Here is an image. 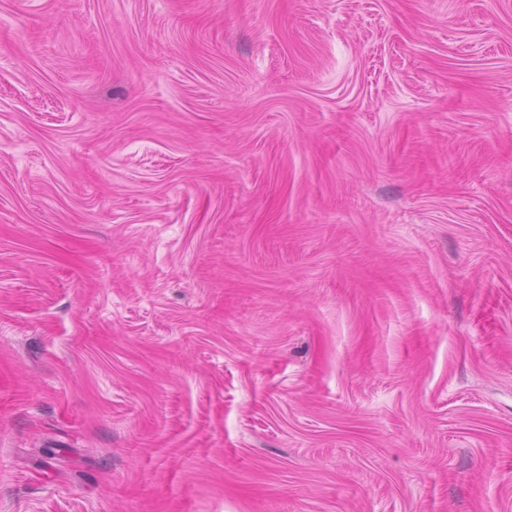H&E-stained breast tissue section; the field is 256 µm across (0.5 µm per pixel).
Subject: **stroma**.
Listing matches in <instances>:
<instances>
[{
  "instance_id": "stroma-1",
  "label": "stroma",
  "mask_w": 512,
  "mask_h": 512,
  "mask_svg": "<svg viewBox=\"0 0 512 512\" xmlns=\"http://www.w3.org/2000/svg\"><path fill=\"white\" fill-rule=\"evenodd\" d=\"M0 512H512V0H0Z\"/></svg>"
}]
</instances>
